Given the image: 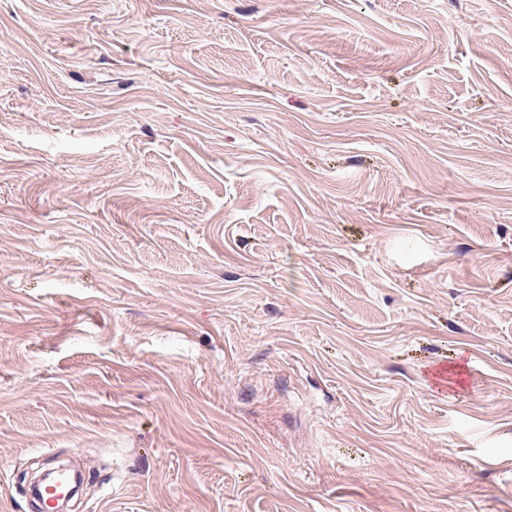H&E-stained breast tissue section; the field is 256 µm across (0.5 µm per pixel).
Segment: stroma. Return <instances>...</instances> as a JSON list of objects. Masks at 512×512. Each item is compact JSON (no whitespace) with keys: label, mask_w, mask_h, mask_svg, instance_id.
Here are the masks:
<instances>
[{"label":"stroma","mask_w":512,"mask_h":512,"mask_svg":"<svg viewBox=\"0 0 512 512\" xmlns=\"http://www.w3.org/2000/svg\"><path fill=\"white\" fill-rule=\"evenodd\" d=\"M512 512V0H0V512Z\"/></svg>","instance_id":"1"}]
</instances>
